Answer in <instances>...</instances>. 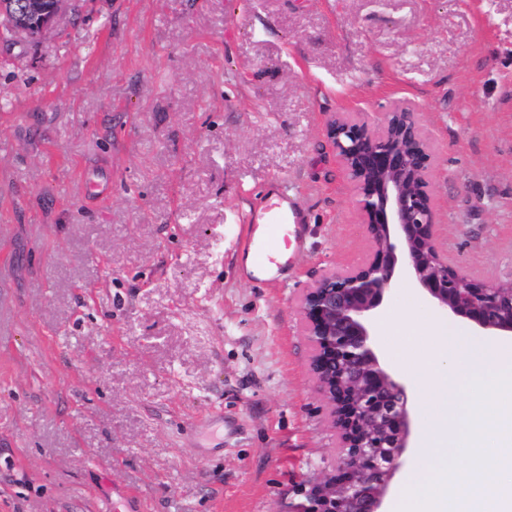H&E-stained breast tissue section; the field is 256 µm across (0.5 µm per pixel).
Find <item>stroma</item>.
<instances>
[{
	"mask_svg": "<svg viewBox=\"0 0 512 512\" xmlns=\"http://www.w3.org/2000/svg\"><path fill=\"white\" fill-rule=\"evenodd\" d=\"M414 103L437 243L512 280V0H70L0 38V512H293L341 456L298 311L370 243L324 136ZM302 213L243 275L268 188ZM467 321L401 282L385 315Z\"/></svg>",
	"mask_w": 512,
	"mask_h": 512,
	"instance_id": "35a3bbf8",
	"label": "stroma"
}]
</instances>
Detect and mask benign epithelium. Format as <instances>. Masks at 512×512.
Segmentation results:
<instances>
[{"mask_svg":"<svg viewBox=\"0 0 512 512\" xmlns=\"http://www.w3.org/2000/svg\"><path fill=\"white\" fill-rule=\"evenodd\" d=\"M67 0H0L11 32L31 40L56 22ZM324 133L354 187L371 248L359 266L332 271L299 302L311 371L331 409L341 461L302 490L298 512H384L390 484L410 448L406 385L377 347L374 323L389 291L408 280L435 307L491 336L512 335V281L488 283L448 263L437 244L430 190L435 156L420 112L397 102L372 122L332 115Z\"/></svg>","mask_w":512,"mask_h":512,"instance_id":"7a95c632","label":"benign epithelium"}]
</instances>
